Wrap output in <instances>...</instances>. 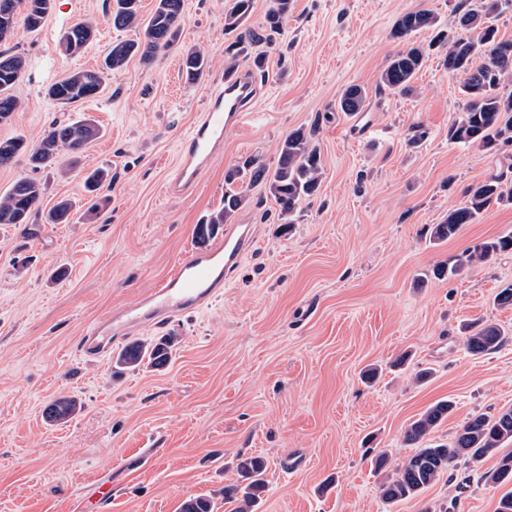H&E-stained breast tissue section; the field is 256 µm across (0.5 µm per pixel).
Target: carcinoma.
Segmentation results:
<instances>
[{"instance_id":"carcinoma-1","label":"carcinoma","mask_w":512,"mask_h":512,"mask_svg":"<svg viewBox=\"0 0 512 512\" xmlns=\"http://www.w3.org/2000/svg\"><path fill=\"white\" fill-rule=\"evenodd\" d=\"M140 2L113 0L109 16L112 28L135 30L137 39L112 43L101 66L72 73L52 83L46 89V96L66 107L96 99L104 92L109 77L123 70L132 58L137 57L141 63L149 65L160 52L176 46L181 36L183 0H156L147 19L140 14ZM292 2L273 0L263 26L256 31L244 27L252 0H232L224 15V29L236 33L235 39L224 48L229 67H235L242 59H250L257 70H263L264 59L253 54L252 47L260 42L273 44L277 41ZM12 4L9 15H0V42L12 36L20 25L29 32L38 31L52 10L53 0H12ZM509 6L512 7V0H460L456 11L459 25L466 34L450 38L440 30L426 48L411 43L400 49L381 71L378 89L401 94L411 92L427 50L441 48L445 50L446 69L463 77L461 94L466 102L462 117L448 128V138L456 143H477L486 149L512 143V94L506 96L500 92L503 83L512 77V54L506 58L498 55V48H512V39L499 36L498 30L487 24L491 15ZM437 25V16L432 11H410L397 20L394 36L405 39L422 30L435 29ZM94 36L92 23L77 22L62 34L60 44L66 53L75 54L83 51ZM27 70L25 56L0 52V125L12 123L21 109L13 88ZM181 70L187 85L199 83L207 70L206 56L196 49L184 50ZM367 99L365 87L351 85L342 92L337 111L354 116L365 109ZM315 133L314 125L308 130L299 128L288 133L279 145L278 161L273 169L254 157L229 167L224 172V198L196 225V238L204 242L232 221L248 200L247 189L257 185L263 186L273 197L280 223L291 226L301 203L317 195L322 186L323 161L312 145ZM99 135L100 128L90 117L55 122L33 146L21 137L0 140V167L10 165L18 155L25 154L32 170L55 168L65 177L88 144ZM81 180L85 190L94 193L112 178L109 169L97 167L84 172ZM42 195L40 181L34 178L16 181L0 194V225L29 223L32 215L39 213ZM502 203L512 204V185L504 183L501 175H490L470 185L465 203L449 210L442 223L433 226L431 236L438 242L447 241L455 237L463 225L473 223L490 205ZM72 220L73 204L68 199L58 201L45 216L47 224H70ZM509 251L512 252V235L479 240L465 248L453 262L434 267L432 275L437 279H451L468 267ZM464 333L465 348L473 356L493 351L507 340L493 325L467 326ZM176 345L174 335L135 340L116 355L114 364L118 369L133 371L142 367L163 368L173 359ZM452 408V402L439 401L408 425L403 441L415 448V452L396 469L395 477L380 485L386 501L395 503L416 497L435 483L453 462L463 458L476 465L496 454L504 443L512 441V407H508L493 416L480 414L468 419L448 444H424L425 437L448 417ZM80 409L75 397L61 394L44 407L43 418L52 425L64 424ZM237 471L243 486L224 489L225 512H255L267 488V465L260 456L241 457ZM486 478L495 483L512 481V452L503 455L498 467L487 473ZM181 512H213V505L205 497H192L182 503Z\"/></svg>"}]
</instances>
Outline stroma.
I'll use <instances>...</instances> for the list:
<instances>
[{"label": "stroma", "instance_id": "stroma-1", "mask_svg": "<svg viewBox=\"0 0 512 512\" xmlns=\"http://www.w3.org/2000/svg\"><path fill=\"white\" fill-rule=\"evenodd\" d=\"M457 0H293L276 45L259 44L268 83L252 115L228 129L224 148L190 197L164 186L180 143L208 94L224 79V13L231 0H185L182 41L205 53L197 85L181 76L180 55L152 65L131 59L101 97L80 107L49 99L50 83L100 63L118 33L112 0H55L35 33L17 29L5 48L29 63L14 93L22 103L0 139L36 144L49 126L93 116L103 133L80 164L110 167L100 193L109 204L85 218L90 199L79 180L31 171L25 157L0 168V193L35 176L45 193L30 227H0V512H85L99 483L112 498L99 512H180L209 496L224 512V486L238 457L267 463L268 489L257 512H444L469 484L468 512H496L512 484L492 483L490 457L457 461L419 496L391 503L380 494L413 450L403 433L430 405H454L428 436L446 443L471 416L512 406V308L498 307L512 283V253L453 279H415L473 242L512 234V205H493L444 243L432 225L462 204L467 188L492 174L512 181V145L489 151L449 141L462 115L461 79L431 53L410 95L381 91L377 79L402 43L398 17L432 10L448 35L460 32ZM94 24L84 52L68 55L60 37L73 23ZM365 86L367 123L354 132L336 102ZM427 137L412 146L414 125ZM315 128L324 163L320 195L305 201L291 233L261 188L249 192L235 223L255 225L253 252L208 309L170 323L180 346L164 370L115 373L112 356L77 351L83 325L108 320L157 286L196 248L194 228L224 195V172L239 158L275 164L289 132ZM73 203L70 224L45 223L58 200ZM67 268L66 279L49 273ZM494 323L508 340L481 356L467 353L461 329ZM372 366V384L359 378ZM431 377L416 382L417 371ZM66 393L81 411L62 425L41 410ZM387 453L383 472L371 464Z\"/></svg>", "mask_w": 512, "mask_h": 512}]
</instances>
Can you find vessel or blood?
<instances>
[{
  "label": "vessel or blood",
  "mask_w": 512,
  "mask_h": 512,
  "mask_svg": "<svg viewBox=\"0 0 512 512\" xmlns=\"http://www.w3.org/2000/svg\"><path fill=\"white\" fill-rule=\"evenodd\" d=\"M257 90L247 75L228 76L211 94L203 112L191 126L180 147L178 164L166 190L190 195L202 176L227 129L242 125L252 111ZM253 242L250 225L229 228L208 247L184 253L164 280L139 304L119 313L111 322H92L81 332L79 354L99 358L124 342L135 327H166L179 317L212 304L224 283Z\"/></svg>",
  "instance_id": "b4317fda"
}]
</instances>
